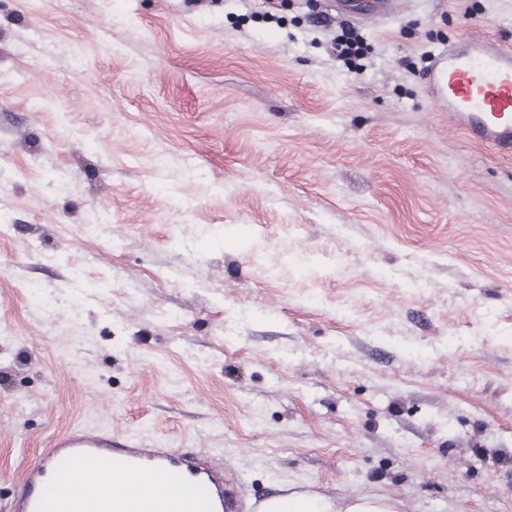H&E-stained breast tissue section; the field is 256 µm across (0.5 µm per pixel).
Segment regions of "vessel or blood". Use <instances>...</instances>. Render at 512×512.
I'll list each match as a JSON object with an SVG mask.
<instances>
[{
    "mask_svg": "<svg viewBox=\"0 0 512 512\" xmlns=\"http://www.w3.org/2000/svg\"><path fill=\"white\" fill-rule=\"evenodd\" d=\"M434 105L474 143L512 154V47L473 32L428 75ZM237 482L208 448L71 428L25 468L0 512H239Z\"/></svg>",
    "mask_w": 512,
    "mask_h": 512,
    "instance_id": "vessel-or-blood-1",
    "label": "vessel or blood"
}]
</instances>
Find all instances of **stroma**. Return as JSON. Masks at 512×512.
I'll return each instance as SVG.
<instances>
[{"instance_id": "obj_1", "label": "stroma", "mask_w": 512, "mask_h": 512, "mask_svg": "<svg viewBox=\"0 0 512 512\" xmlns=\"http://www.w3.org/2000/svg\"><path fill=\"white\" fill-rule=\"evenodd\" d=\"M0 0V501L67 429L243 501L512 512V157L432 104L512 0ZM337 58L343 59L345 62L354 63L364 56L365 47L360 35L350 27L342 30L341 36L335 43ZM269 498L272 497L267 499ZM399 504L392 497L376 495L356 496L335 502L332 498L309 489H294L286 496L263 502L259 509L262 512H399Z\"/></svg>"}]
</instances>
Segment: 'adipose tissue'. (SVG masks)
I'll return each instance as SVG.
<instances>
[{"mask_svg": "<svg viewBox=\"0 0 512 512\" xmlns=\"http://www.w3.org/2000/svg\"><path fill=\"white\" fill-rule=\"evenodd\" d=\"M260 512H399V503L389 496L362 495L336 501L323 494L294 489L260 504Z\"/></svg>", "mask_w": 512, "mask_h": 512, "instance_id": "adipose-tissue-1", "label": "adipose tissue"}]
</instances>
